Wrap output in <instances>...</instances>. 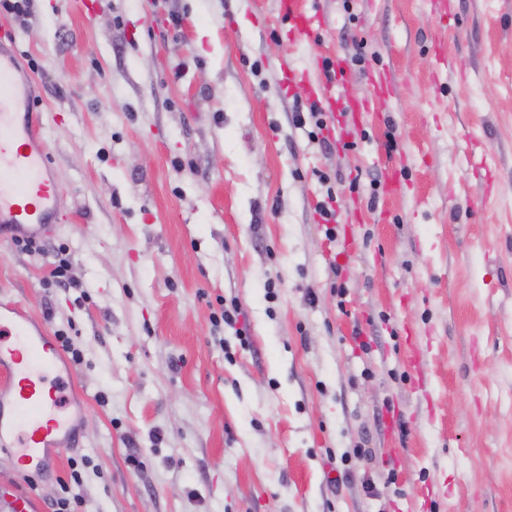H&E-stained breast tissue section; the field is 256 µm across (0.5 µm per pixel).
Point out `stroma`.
I'll use <instances>...</instances> for the list:
<instances>
[{
	"label": "stroma",
	"mask_w": 512,
	"mask_h": 512,
	"mask_svg": "<svg viewBox=\"0 0 512 512\" xmlns=\"http://www.w3.org/2000/svg\"><path fill=\"white\" fill-rule=\"evenodd\" d=\"M304 3L0 9L61 194L0 302L81 405L44 468L0 451V512L74 470L77 512H512V0ZM284 59L343 67L330 147ZM281 7L296 24L298 31L307 32L314 26V17L302 7L300 0H280Z\"/></svg>",
	"instance_id": "stroma-1"
}]
</instances>
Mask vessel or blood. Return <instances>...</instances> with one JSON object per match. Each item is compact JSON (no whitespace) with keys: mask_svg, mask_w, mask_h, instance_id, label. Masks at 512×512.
<instances>
[{"mask_svg":"<svg viewBox=\"0 0 512 512\" xmlns=\"http://www.w3.org/2000/svg\"><path fill=\"white\" fill-rule=\"evenodd\" d=\"M281 6L298 31L313 27L301 0ZM31 84L12 46L0 40V232L14 240L48 235L60 206ZM71 376L57 341L16 306L0 304V446L13 449L20 463L43 466L51 449L76 442L74 418L62 410Z\"/></svg>","mask_w":512,"mask_h":512,"instance_id":"b4317fda","label":"vessel or blood"}]
</instances>
